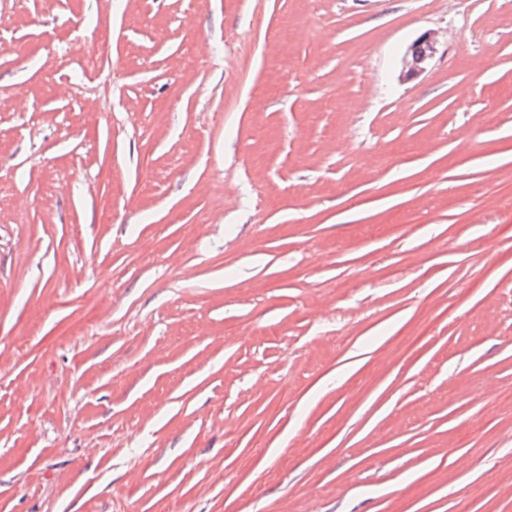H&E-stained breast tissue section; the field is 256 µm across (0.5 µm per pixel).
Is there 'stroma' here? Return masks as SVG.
Masks as SVG:
<instances>
[{
    "mask_svg": "<svg viewBox=\"0 0 512 512\" xmlns=\"http://www.w3.org/2000/svg\"><path fill=\"white\" fill-rule=\"evenodd\" d=\"M510 190L512 0H0V512H512ZM436 44L435 33H425L415 42L410 52L402 59L405 76H416L426 69L436 51Z\"/></svg>",
    "mask_w": 512,
    "mask_h": 512,
    "instance_id": "35a3bbf8",
    "label": "stroma"
}]
</instances>
